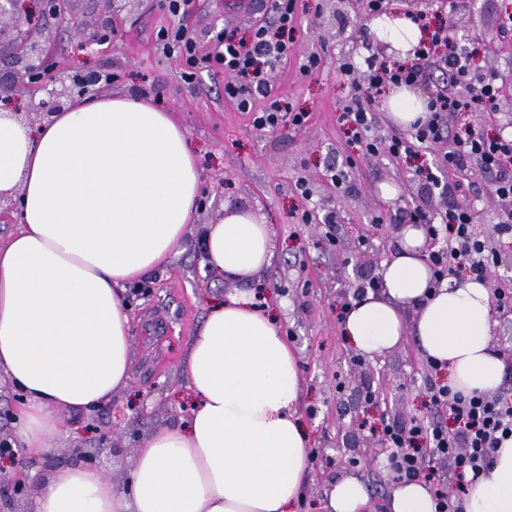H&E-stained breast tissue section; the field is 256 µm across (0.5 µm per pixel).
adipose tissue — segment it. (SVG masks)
I'll return each mask as SVG.
<instances>
[{"label":"adipose tissue","mask_w":512,"mask_h":512,"mask_svg":"<svg viewBox=\"0 0 512 512\" xmlns=\"http://www.w3.org/2000/svg\"><path fill=\"white\" fill-rule=\"evenodd\" d=\"M408 59L424 30L374 22ZM200 174L188 133L131 97L81 99L36 129L0 119V192L19 191L20 223L0 244V374L22 390L14 438L43 448L64 413L110 402L127 385L126 286L165 269L193 224ZM382 285L348 306L349 345L375 358L413 339L452 390L494 393L506 370L493 344L489 288L473 276L435 282L423 227L406 224ZM203 265L239 289L192 337L193 407L136 448L128 481L81 465L49 472L34 512H294L309 480L294 351L251 282L271 263V231L247 211L202 225ZM326 512H371L360 478L333 483ZM388 512H435L429 487L397 483ZM466 512H512V439L476 480Z\"/></svg>","instance_id":"ef3b65f1"}]
</instances>
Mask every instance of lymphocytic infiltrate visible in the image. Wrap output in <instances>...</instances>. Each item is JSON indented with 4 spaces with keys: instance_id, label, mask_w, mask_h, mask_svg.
I'll return each instance as SVG.
<instances>
[{
    "instance_id": "obj_1",
    "label": "lymphocytic infiltrate",
    "mask_w": 512,
    "mask_h": 512,
    "mask_svg": "<svg viewBox=\"0 0 512 512\" xmlns=\"http://www.w3.org/2000/svg\"><path fill=\"white\" fill-rule=\"evenodd\" d=\"M298 0H270L268 19L252 27L248 40H223L222 51L205 58L197 54L196 37L186 26L162 29L156 40L164 55L175 57L185 82H193L202 66L221 69L224 95L238 108L253 115L258 129L299 127L306 123L305 112L293 110L272 93L278 63L287 57L290 35L295 29ZM414 64L390 63L368 57L357 66L352 56L339 60V70L350 82L349 96L339 116L348 141L365 156L380 153L399 158L411 156L418 145L439 147L432 166H421L417 174L425 187L468 194L462 183L447 184V176L478 162L494 180L497 198L512 200V135L489 136L466 124L449 128L450 116L494 113L502 108L503 91L494 74L472 68L471 51L457 42L447 25L428 32L427 39L414 50ZM439 82L430 89L426 116L413 125L412 139L380 137L373 131L372 106L387 85L412 87L431 77ZM267 100L255 109L257 97ZM407 224H421L437 250L431 251L435 279L463 271L491 284L496 310L512 311V289L493 286L496 257L474 231L475 213L467 205H451L436 212L403 211ZM430 402L446 411L447 424L431 423L413 416L408 421H383L378 439L388 448L387 470L395 481L421 480L429 485L435 512H465L473 477L490 467L502 440L512 437V394L452 391L447 384H431ZM446 463L451 479H441L438 463Z\"/></svg>"
}]
</instances>
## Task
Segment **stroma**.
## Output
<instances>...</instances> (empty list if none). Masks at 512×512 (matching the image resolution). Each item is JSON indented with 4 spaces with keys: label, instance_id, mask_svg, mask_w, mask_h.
Returning a JSON list of instances; mask_svg holds the SVG:
<instances>
[{
    "label": "stroma",
    "instance_id": "stroma-1",
    "mask_svg": "<svg viewBox=\"0 0 512 512\" xmlns=\"http://www.w3.org/2000/svg\"><path fill=\"white\" fill-rule=\"evenodd\" d=\"M262 17V8L239 14L225 0H192L183 16L171 15L160 0H130L114 18L119 30L115 43L86 47L64 33L51 63L67 73H113L112 82L100 84L99 95L142 97L171 112L187 130L197 156L199 223L213 224L225 211L244 208L270 226L273 263L249 288L258 306L277 307L281 330L299 358L300 415L317 453L299 512H324L329 488L350 473L366 483L373 512H386L395 483L386 470L387 450L376 434L381 420L424 414L441 421L445 414L424 405L436 374L419 357L414 342L373 360L347 344L337 280L346 278L350 287H357L361 276L374 275L395 252L397 225L374 223L379 209L393 211L409 202L433 211L447 206L448 197L428 192L416 174L418 162L431 161L438 149H421L416 159L365 158L347 142L338 121L347 78L337 60L349 54L360 63L376 52L373 17L362 0L337 7L328 0H298L292 49L274 77L275 92L308 115L297 129H256L251 115L225 98L223 73L204 70L195 83H184L178 62L156 46L159 29L184 25L195 33L199 53L212 55L218 49L217 32L241 38ZM442 18L458 41L490 42L479 59L483 71L512 72V37L500 34L504 0H470L463 14L446 12ZM313 54L321 58L319 68L302 72L301 62ZM333 166L344 171L338 187L328 176ZM465 177L479 196L475 230L497 244L494 213L504 202L493 194L492 181L479 166H470ZM300 179L306 185L302 191L296 187ZM384 184L394 186L396 196L383 197ZM305 210L312 223H300ZM332 212L338 213L339 223H325ZM195 241V234H188L170 265L145 280L146 295L132 300L128 386L111 404L65 415L48 447L19 449L16 460L0 459V471L20 466L36 487L50 470L79 463L80 452L104 447L108 453L98 469L121 484L140 441L187 416L190 404L182 394L187 341L200 328L210 303L233 290L229 282L202 275ZM369 389L379 397L372 407L365 401ZM350 456L358 458V466L346 465Z\"/></svg>",
    "mask_w": 512,
    "mask_h": 512
}]
</instances>
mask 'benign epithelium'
<instances>
[{
    "mask_svg": "<svg viewBox=\"0 0 512 512\" xmlns=\"http://www.w3.org/2000/svg\"><path fill=\"white\" fill-rule=\"evenodd\" d=\"M28 0H0V103L9 102L23 89L34 85L55 48L57 30L71 27L73 0H41L39 12L29 13ZM118 30L107 21L102 26L85 25L75 29L85 46L98 45L117 37ZM49 100L36 110L50 117L63 110L76 95H84L94 82L82 74H59L50 80Z\"/></svg>",
    "mask_w": 512,
    "mask_h": 512,
    "instance_id": "7a95c632",
    "label": "benign epithelium"
}]
</instances>
